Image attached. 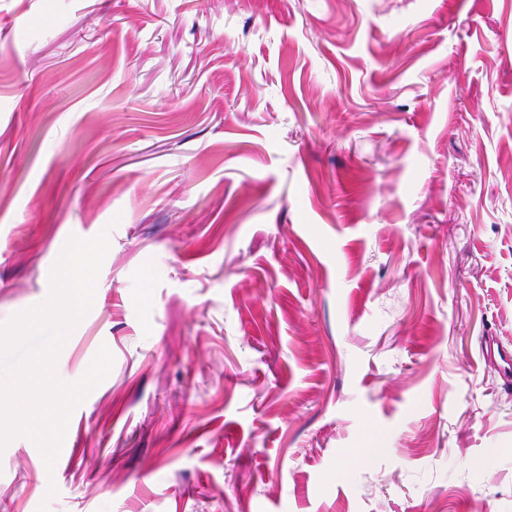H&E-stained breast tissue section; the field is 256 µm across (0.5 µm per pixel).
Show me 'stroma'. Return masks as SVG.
<instances>
[{"instance_id":"1","label":"stroma","mask_w":512,"mask_h":512,"mask_svg":"<svg viewBox=\"0 0 512 512\" xmlns=\"http://www.w3.org/2000/svg\"><path fill=\"white\" fill-rule=\"evenodd\" d=\"M105 228L0 512H512V0H0V324ZM483 358L496 364L499 375L505 387L512 386V363L511 354L496 340L494 336H487L482 346ZM499 359V362L497 361Z\"/></svg>"}]
</instances>
